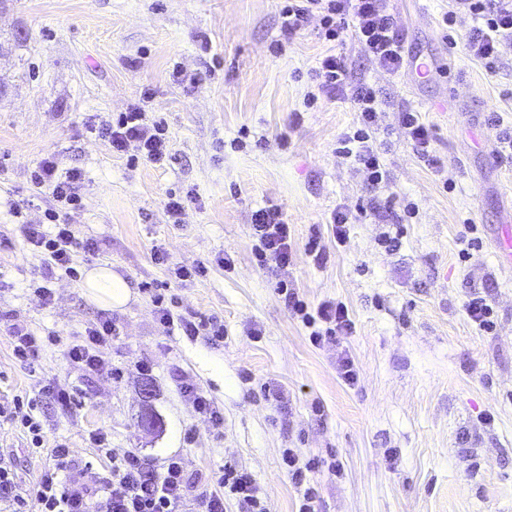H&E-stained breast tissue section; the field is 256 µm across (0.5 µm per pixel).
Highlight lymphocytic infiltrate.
Segmentation results:
<instances>
[{
  "label": "lymphocytic infiltrate",
  "mask_w": 512,
  "mask_h": 512,
  "mask_svg": "<svg viewBox=\"0 0 512 512\" xmlns=\"http://www.w3.org/2000/svg\"><path fill=\"white\" fill-rule=\"evenodd\" d=\"M451 2L446 20H454L460 10L472 16L474 25L466 49L470 56L483 62L487 72H495L499 45L512 40V0ZM280 15L285 37L306 30L316 18L320 21V38L336 42L350 36L383 71L396 75L407 65L408 54L387 0H284ZM321 97L343 98L358 114L353 129L343 132L337 140V157L364 172L372 187H384L387 171L380 160V109L373 86L353 80L346 59L329 53L320 58L313 71V89L306 94L305 103L313 105ZM97 133L115 154L132 152L159 167L169 158L166 125L149 119L145 104L132 105L100 125ZM32 182L38 187L50 186L53 203L44 212V224L21 225L22 239L28 248L44 255L48 274L74 273L76 254L94 257L99 253L97 241L79 238L68 221L70 211L81 203L82 174L76 169L60 170L55 155L49 154L33 172ZM250 235L261 265L272 264L283 270L292 264L291 230L279 206L270 204L255 211ZM276 289L309 329L314 345L331 344L351 334L354 324L344 304L325 301L308 306L282 280ZM152 299L156 321L164 335L178 331L188 337L206 334L223 338L224 326L217 320L176 316L166 305L164 294L153 293ZM116 334L111 319L98 320L76 332L63 344L60 354L85 372L111 371L108 349ZM8 418L27 429L33 447L49 449L51 463L33 488L43 505L42 512H225L229 500L237 501L246 512H266L252 473L234 463H225L222 469L208 474L193 473L184 467L180 455L157 464L129 450L113 456L108 476L91 482L66 441L47 445L41 422L25 410L23 402L15 403ZM283 462L300 495L298 512H318L320 493L310 475L324 466L332 475L341 476L340 464H326L317 457L303 460L291 448L284 450Z\"/></svg>",
  "instance_id": "lymphocytic-infiltrate-1"
}]
</instances>
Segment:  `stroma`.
I'll return each mask as SVG.
<instances>
[{"label": "stroma", "instance_id": "1", "mask_svg": "<svg viewBox=\"0 0 512 512\" xmlns=\"http://www.w3.org/2000/svg\"><path fill=\"white\" fill-rule=\"evenodd\" d=\"M281 0H7L0 9V407L37 396L45 380L76 387L64 411L39 403L49 438L66 440L89 477L106 475L111 460L90 448L89 430L107 432L115 452L129 448L158 462L181 455L188 469L207 472L232 462L253 474L267 512H298V495L282 464L283 449L338 460L342 476L312 473L319 512H512V269L493 242L512 225V160L499 157L488 113L512 122V41L503 43L496 74L465 50L472 22L457 18L454 42L440 26L448 0H390L410 57L432 58L440 73L419 83L411 71L375 68L351 39L331 44L312 21L282 53ZM345 56L354 78L376 90L387 187L374 189L342 163L340 134L357 120L350 104L319 100L305 107L311 72L328 52ZM146 101L168 126L170 160L156 167L113 154L90 128ZM442 111L425 110L428 101ZM421 112L439 162L419 161L398 127L402 110ZM302 123L290 129L293 113ZM289 133L288 148L278 146ZM84 179L82 206L70 215L79 237L103 253L77 256L85 272L107 265L129 284L126 305L104 309L82 282L53 279L52 306L33 294L43 258L26 248L20 225L44 219L49 187L30 173L46 154ZM194 190L181 223H169L163 202ZM417 212L402 225L401 246L379 236L394 220L390 201ZM284 210L294 263L288 273L260 266L249 224L268 204ZM366 209L364 223L336 243L327 219L336 206ZM471 219L482 251L460 261L459 238ZM330 253L315 265L305 253L312 233ZM164 248L174 260L206 265V277L174 283L153 259ZM228 255L231 268L216 259ZM288 280L309 305L343 303L354 323L339 343L313 346L275 284ZM174 294L175 314L218 317L224 338L166 336L143 283ZM495 311L494 334L480 331L464 303L470 291ZM40 336L73 333L101 318L119 330L109 349L121 380L85 375L58 346L46 345L25 365L15 359L6 318ZM355 364L346 385L338 356ZM149 363L151 375L140 374ZM250 379H243V372ZM199 386L224 413L209 430L179 392ZM161 432L138 425L142 383ZM278 385L282 401L265 399ZM493 414V424L483 422ZM200 436L183 441L189 428ZM0 454L17 481L31 488L48 462L25 434L0 417Z\"/></svg>", "mask_w": 512, "mask_h": 512}]
</instances>
